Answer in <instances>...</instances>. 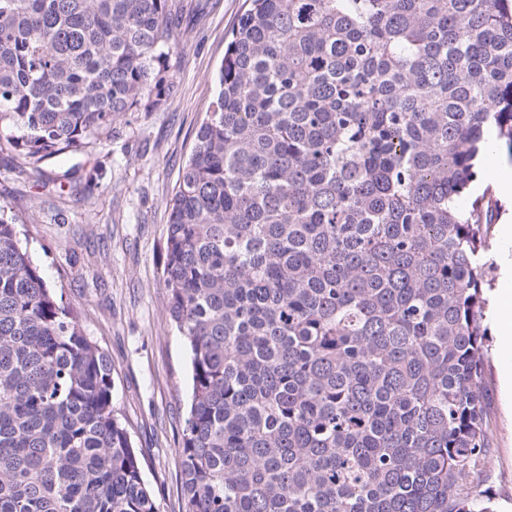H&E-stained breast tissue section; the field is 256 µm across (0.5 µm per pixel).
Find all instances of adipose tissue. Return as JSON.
<instances>
[{
  "label": "adipose tissue",
  "mask_w": 512,
  "mask_h": 512,
  "mask_svg": "<svg viewBox=\"0 0 512 512\" xmlns=\"http://www.w3.org/2000/svg\"><path fill=\"white\" fill-rule=\"evenodd\" d=\"M501 286L490 295L489 314L497 322L496 349L503 361L499 371L502 397L512 409V263L503 262L499 270Z\"/></svg>",
  "instance_id": "adipose-tissue-1"
}]
</instances>
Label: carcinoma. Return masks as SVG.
<instances>
[{
	"label": "carcinoma",
	"instance_id": "obj_1",
	"mask_svg": "<svg viewBox=\"0 0 512 512\" xmlns=\"http://www.w3.org/2000/svg\"><path fill=\"white\" fill-rule=\"evenodd\" d=\"M187 0H0L19 176L170 92ZM169 201L180 512H491L479 476L512 0H248ZM83 334L0 208V512H157Z\"/></svg>",
	"mask_w": 512,
	"mask_h": 512
}]
</instances>
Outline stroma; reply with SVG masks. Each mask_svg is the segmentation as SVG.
<instances>
[{
  "label": "stroma",
  "instance_id": "35a3bbf8",
  "mask_svg": "<svg viewBox=\"0 0 512 512\" xmlns=\"http://www.w3.org/2000/svg\"><path fill=\"white\" fill-rule=\"evenodd\" d=\"M190 2L181 45L164 63L173 92L161 105L117 123L101 144L48 160L40 180L18 179L14 156L0 152V205L12 207L48 288L109 355L112 406L140 454L158 512H180L178 442L190 374L162 278L168 203L244 10V0ZM486 383L490 452L480 469L493 512H512V415L501 399L494 353Z\"/></svg>",
  "mask_w": 512,
  "mask_h": 512
}]
</instances>
